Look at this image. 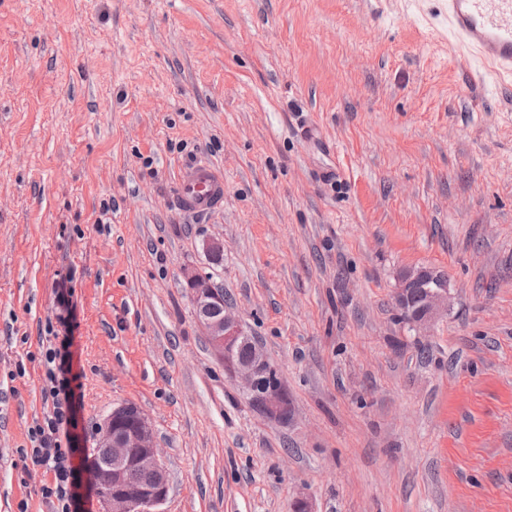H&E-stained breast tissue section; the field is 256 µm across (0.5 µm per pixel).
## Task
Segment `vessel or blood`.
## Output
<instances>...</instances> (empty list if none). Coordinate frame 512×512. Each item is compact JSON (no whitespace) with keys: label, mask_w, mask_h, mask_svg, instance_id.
I'll use <instances>...</instances> for the list:
<instances>
[{"label":"vessel or blood","mask_w":512,"mask_h":512,"mask_svg":"<svg viewBox=\"0 0 512 512\" xmlns=\"http://www.w3.org/2000/svg\"><path fill=\"white\" fill-rule=\"evenodd\" d=\"M453 36L473 47L482 62L512 74V0H444ZM179 200L207 212L224 204V174L208 163L185 170Z\"/></svg>","instance_id":"vessel-or-blood-1"}]
</instances>
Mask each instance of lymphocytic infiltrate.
I'll list each match as a JSON object with an SVG mask.
<instances>
[{"instance_id":"f902f5d3","label":"lymphocytic infiltrate","mask_w":512,"mask_h":512,"mask_svg":"<svg viewBox=\"0 0 512 512\" xmlns=\"http://www.w3.org/2000/svg\"><path fill=\"white\" fill-rule=\"evenodd\" d=\"M57 302L62 314L46 323L39 338L43 410L29 426L18 454L41 473L38 493L48 512H84V460L77 432L81 375L73 370L72 337H59L56 331L68 323L66 292H59Z\"/></svg>"}]
</instances>
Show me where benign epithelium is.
<instances>
[{
	"label": "benign epithelium",
	"mask_w": 512,
	"mask_h": 512,
	"mask_svg": "<svg viewBox=\"0 0 512 512\" xmlns=\"http://www.w3.org/2000/svg\"><path fill=\"white\" fill-rule=\"evenodd\" d=\"M207 260L222 257L224 242L217 238L202 240ZM196 323L203 329L209 344L235 381H241L246 396L263 417L278 423L293 418L294 405L276 369L267 361L262 349L250 342L248 357L238 351L248 334L224 300V290L199 272L186 276ZM448 281L431 274L428 268L408 269L401 273L395 292V304L403 320L413 327L431 323L440 311L448 310ZM96 447L102 451L108 493L101 498L102 512H162L168 494V480L153 428L135 404L120 405L100 424ZM136 467L154 475V482L134 485L127 473Z\"/></svg>",
	"instance_id": "1"
}]
</instances>
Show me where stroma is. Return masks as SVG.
Instances as JSON below:
<instances>
[{
	"label": "stroma",
	"instance_id": "35a3bbf8",
	"mask_svg": "<svg viewBox=\"0 0 512 512\" xmlns=\"http://www.w3.org/2000/svg\"><path fill=\"white\" fill-rule=\"evenodd\" d=\"M197 161L224 173L206 215L178 202ZM420 267L451 300L416 331ZM189 269L290 423L225 376ZM62 285L81 445L140 406L163 512H512V75L439 0H0V512H46L17 450ZM416 288L419 289L417 303L413 301ZM448 298V281L432 275L430 269L424 267L403 271L395 292V304L400 316L412 327L425 326L440 311H447ZM186 288L190 289L196 323L203 329L209 344L235 380L243 382L246 396L263 417L278 423H288L294 415V405L276 369L267 361L262 349L250 340V352L241 344L248 334L240 320L224 300V290L216 288L211 278L199 272L188 274Z\"/></svg>",
	"mask_w": 512,
	"mask_h": 512
}]
</instances>
